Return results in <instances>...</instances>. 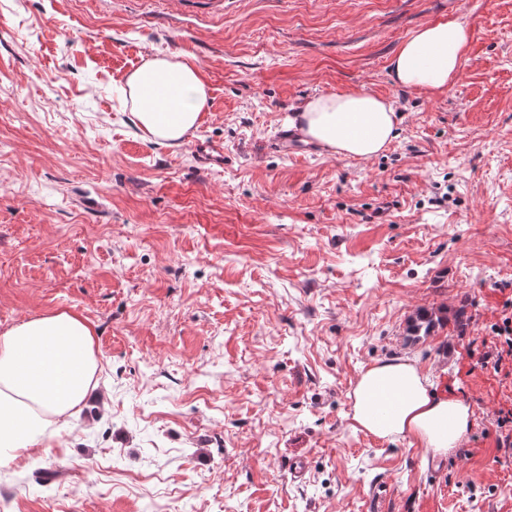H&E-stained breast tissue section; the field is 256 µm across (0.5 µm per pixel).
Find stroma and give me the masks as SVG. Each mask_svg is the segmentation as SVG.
Instances as JSON below:
<instances>
[{"label": "stroma", "mask_w": 512, "mask_h": 512, "mask_svg": "<svg viewBox=\"0 0 512 512\" xmlns=\"http://www.w3.org/2000/svg\"><path fill=\"white\" fill-rule=\"evenodd\" d=\"M449 17L471 31L450 89L395 84L400 43ZM176 52L209 102L170 148L125 81ZM357 88L399 116L381 154L275 147ZM421 308L470 323L408 341ZM55 310L96 329L97 387L0 471V512H512V381L477 364L512 317V0H0V333ZM391 358L471 407L460 447L354 421Z\"/></svg>", "instance_id": "35a3bbf8"}]
</instances>
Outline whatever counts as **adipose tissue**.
<instances>
[{"label":"adipose tissue","mask_w":512,"mask_h":512,"mask_svg":"<svg viewBox=\"0 0 512 512\" xmlns=\"http://www.w3.org/2000/svg\"><path fill=\"white\" fill-rule=\"evenodd\" d=\"M471 34L459 18L421 26L389 61L394 83L445 93L466 60ZM132 111L160 144L176 147L194 130L208 102L198 67L182 53L146 58L126 79ZM292 125L331 153L377 156L397 136L388 100L365 90L308 99ZM95 331L66 310L22 320L0 333V466L46 447L53 420L73 416L95 390ZM353 418L370 434L401 437L444 456L472 425L470 408L439 393L415 363L388 360L363 371L353 389Z\"/></svg>","instance_id":"adipose-tissue-1"}]
</instances>
